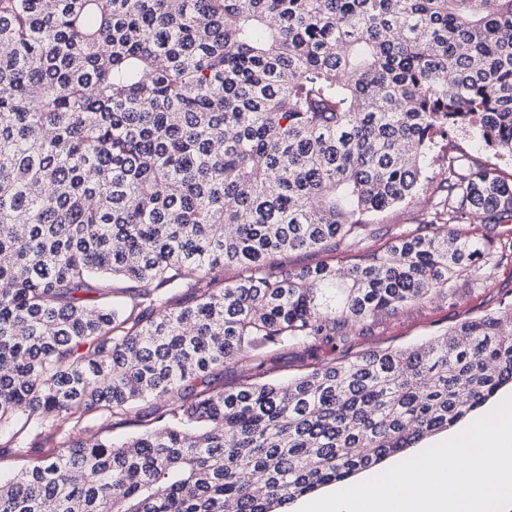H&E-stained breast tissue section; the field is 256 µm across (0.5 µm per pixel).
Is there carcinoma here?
<instances>
[{"instance_id":"carcinoma-1","label":"carcinoma","mask_w":512,"mask_h":512,"mask_svg":"<svg viewBox=\"0 0 512 512\" xmlns=\"http://www.w3.org/2000/svg\"><path fill=\"white\" fill-rule=\"evenodd\" d=\"M465 126L512 156V0H0V427L185 397L0 480V512H285L512 383L506 303L286 383L192 387L471 275L469 225L511 224L512 183L452 153L416 233L348 268L276 262L366 235Z\"/></svg>"}]
</instances>
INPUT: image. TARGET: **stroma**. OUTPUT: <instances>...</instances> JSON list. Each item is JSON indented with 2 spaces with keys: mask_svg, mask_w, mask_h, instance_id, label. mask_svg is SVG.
Wrapping results in <instances>:
<instances>
[{
  "mask_svg": "<svg viewBox=\"0 0 512 512\" xmlns=\"http://www.w3.org/2000/svg\"><path fill=\"white\" fill-rule=\"evenodd\" d=\"M440 146L453 148L473 161L495 165L505 181H512V156L493 154L475 138L452 132ZM443 179L442 163L428 166L423 174V191L411 202L377 216L368 235L360 241L332 255L313 250L284 253L279 256V263L293 268L312 267L325 261L347 266L363 254L384 248L396 236L413 232L424 224L436 202L433 190ZM503 302H512V257L483 264L477 273L456 280L445 290L431 292L396 313L357 323L332 339L249 350L227 361L210 382L217 389L235 388L247 382H285L347 352L410 349L463 319L497 310ZM178 402V397L165 396L140 403L124 419H105L93 412L79 414L63 427L58 426L54 416L46 414L35 420L31 430L38 435V447L46 453L62 450L67 441L76 438L125 440L155 428L156 415Z\"/></svg>",
  "mask_w": 512,
  "mask_h": 512,
  "instance_id": "obj_1",
  "label": "stroma"
}]
</instances>
